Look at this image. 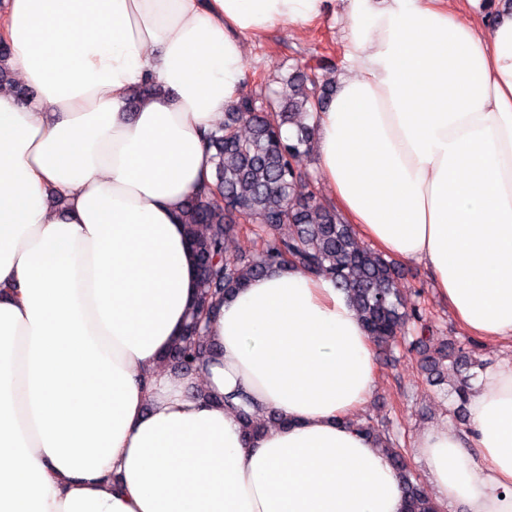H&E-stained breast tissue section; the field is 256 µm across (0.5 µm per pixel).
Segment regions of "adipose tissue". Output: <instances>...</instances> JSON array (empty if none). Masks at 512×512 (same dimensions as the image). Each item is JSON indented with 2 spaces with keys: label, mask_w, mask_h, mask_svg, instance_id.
<instances>
[{
  "label": "adipose tissue",
  "mask_w": 512,
  "mask_h": 512,
  "mask_svg": "<svg viewBox=\"0 0 512 512\" xmlns=\"http://www.w3.org/2000/svg\"><path fill=\"white\" fill-rule=\"evenodd\" d=\"M331 2L9 0L0 36L35 96L0 88V512H404L385 452L345 424L375 363L329 279L257 278L212 318L201 373L161 365L199 283L181 209L212 181L244 40ZM338 20L321 177L378 249L428 267L466 332L512 342V13L342 0ZM199 385L283 423L248 436ZM467 411L414 439L430 495L512 512V361Z\"/></svg>",
  "instance_id": "adipose-tissue-1"
}]
</instances>
